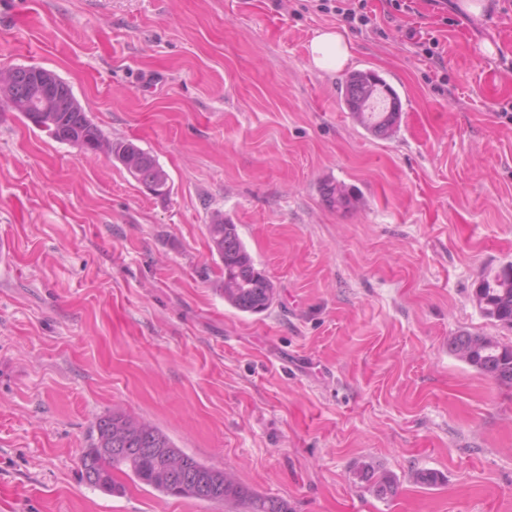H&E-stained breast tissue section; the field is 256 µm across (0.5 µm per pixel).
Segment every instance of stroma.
<instances>
[{
	"label": "stroma",
	"mask_w": 512,
	"mask_h": 512,
	"mask_svg": "<svg viewBox=\"0 0 512 512\" xmlns=\"http://www.w3.org/2000/svg\"><path fill=\"white\" fill-rule=\"evenodd\" d=\"M448 2L370 0L383 35L349 33V68L402 100L378 138L341 104L344 71L311 63L338 23L305 0H0V69L54 72L172 185L154 197L0 102V512H244L120 472L119 492L87 485L109 411L291 512H512V386L448 350L461 330L512 344L473 300L512 263V0L479 17ZM328 180L356 206L328 207ZM218 213L275 285L263 312L217 289ZM358 478L371 484L374 493L380 498L392 497L397 490V481L394 475L381 472L376 473L371 464H364L358 473Z\"/></svg>",
	"instance_id": "stroma-1"
}]
</instances>
